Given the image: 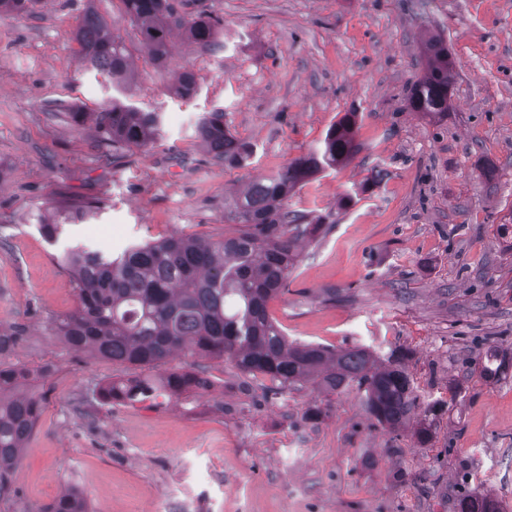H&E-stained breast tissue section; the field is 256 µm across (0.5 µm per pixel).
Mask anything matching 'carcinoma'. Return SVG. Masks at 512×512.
Listing matches in <instances>:
<instances>
[{"label":"carcinoma","mask_w":512,"mask_h":512,"mask_svg":"<svg viewBox=\"0 0 512 512\" xmlns=\"http://www.w3.org/2000/svg\"><path fill=\"white\" fill-rule=\"evenodd\" d=\"M124 14L136 24L139 43L156 62L167 60L170 38L182 29L203 47H217L221 19L205 0H183L178 12L169 0H122ZM84 63L106 73L117 90H127L129 52L123 39L88 0L75 32ZM426 72L409 90L414 112L448 111L454 63L442 38L424 45ZM198 84L189 70L180 73L174 94L191 99ZM94 116L99 136L112 156L152 147L163 133L161 113L137 107L121 97L89 114L72 109L75 123ZM353 116L332 123L322 147L294 159L276 173L251 182L224 200L225 218L239 225L236 235L212 241L182 233L148 242H132L115 258L86 246L63 256L71 275L77 308L52 320L54 334L75 350L88 351L126 368L154 369L175 355L200 356L231 363L241 373L267 378V392L313 383L326 392L356 386L364 391L366 412L377 424L396 430L419 406L414 382L404 366L408 353L394 350L386 359L368 348L333 350L288 340L269 314L268 304L288 290L299 261L297 243L314 239L325 221L306 222L288 210L296 189L326 168L346 163L358 150ZM194 134L211 159L229 168L246 165L254 145L232 135L224 111L214 109L197 122ZM98 203L61 197L48 215L37 218L40 231L57 240L65 226L85 220ZM19 331L0 333V499L10 496L21 452L42 413L34 378L1 356ZM207 378L190 371L139 374L99 388L104 404L161 405L193 388H207ZM457 512H502L489 496L466 489L456 499ZM41 512H91L76 487Z\"/></svg>","instance_id":"1"}]
</instances>
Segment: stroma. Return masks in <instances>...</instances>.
<instances>
[{
	"instance_id": "35a3bbf8",
	"label": "stroma",
	"mask_w": 512,
	"mask_h": 512,
	"mask_svg": "<svg viewBox=\"0 0 512 512\" xmlns=\"http://www.w3.org/2000/svg\"><path fill=\"white\" fill-rule=\"evenodd\" d=\"M87 1L0 14V331L22 328L7 359L43 371L45 397L0 512H41L74 485L93 512H456L462 485L512 512V0H208L222 47L177 36L162 67L121 0H91L130 51L134 102L164 120L152 148L119 158L66 113L113 94L74 37ZM432 34L455 61L437 116L406 103ZM186 68L200 87L190 100L171 90ZM217 107L255 144L248 165L213 164L195 139ZM350 112L357 154L288 202L330 228L303 241L268 308L293 340L407 350L432 440L377 425L357 388L270 397L267 379L210 359L170 365L204 372L211 390L156 409L100 404L126 370L50 331L77 298L61 246L31 217L59 196L101 201L67 237L112 255L175 233L229 237L225 196ZM492 352L510 363L493 379L481 372Z\"/></svg>"
}]
</instances>
